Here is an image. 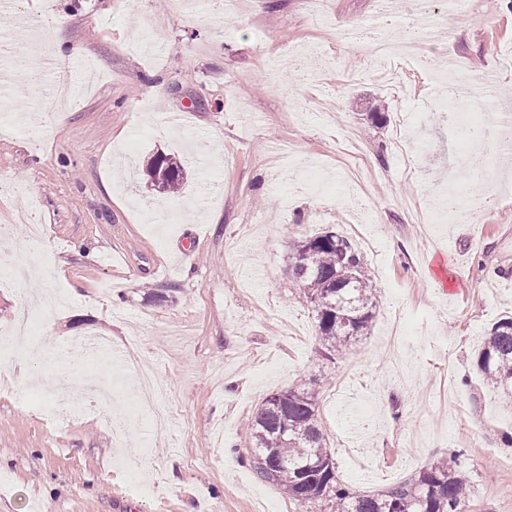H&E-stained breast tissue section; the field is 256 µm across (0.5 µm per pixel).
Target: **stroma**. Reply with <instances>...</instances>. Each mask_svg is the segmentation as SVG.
<instances>
[{
  "label": "stroma",
  "instance_id": "stroma-1",
  "mask_svg": "<svg viewBox=\"0 0 512 512\" xmlns=\"http://www.w3.org/2000/svg\"><path fill=\"white\" fill-rule=\"evenodd\" d=\"M0 11V325L45 297L35 341L0 357V512H331L294 502L243 461L264 398L315 380L340 478L382 493L464 450L465 512L512 505V404L476 357L512 312V183L444 215L467 115L436 111L434 80L492 73L512 101V0H470L421 56L377 77L374 26L417 27L415 0H15ZM69 19L84 51L57 70L29 15ZM89 84L65 117L56 79ZM182 113L178 128L167 117ZM185 166L178 193L147 184L151 155ZM36 201L44 246L13 213ZM334 229L380 290L345 354L321 356L315 313L287 272L293 240ZM148 356L169 416L135 409L133 369L74 366L110 395L84 409L54 379L84 336ZM147 486L140 494L135 484Z\"/></svg>",
  "mask_w": 512,
  "mask_h": 512
}]
</instances>
